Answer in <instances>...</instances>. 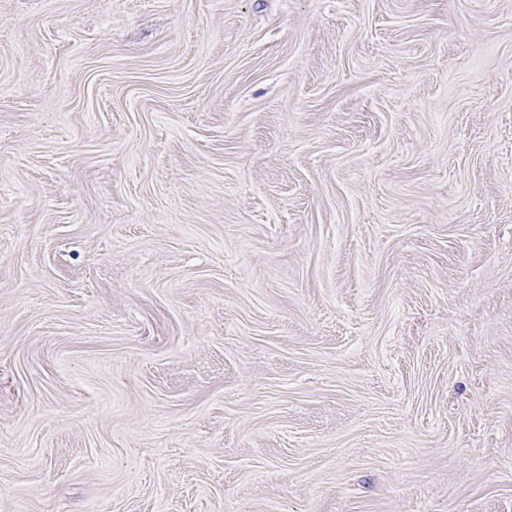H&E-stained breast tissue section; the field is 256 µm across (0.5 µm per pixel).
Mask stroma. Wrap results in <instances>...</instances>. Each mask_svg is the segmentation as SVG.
Returning <instances> with one entry per match:
<instances>
[{
	"mask_svg": "<svg viewBox=\"0 0 512 512\" xmlns=\"http://www.w3.org/2000/svg\"><path fill=\"white\" fill-rule=\"evenodd\" d=\"M0 512H512V0H0Z\"/></svg>",
	"mask_w": 512,
	"mask_h": 512,
	"instance_id": "obj_1",
	"label": "stroma"
}]
</instances>
